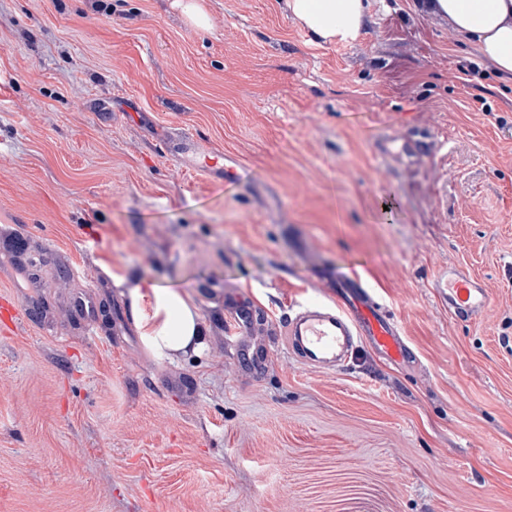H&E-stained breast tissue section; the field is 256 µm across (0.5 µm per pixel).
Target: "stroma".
<instances>
[{"label":"stroma","mask_w":512,"mask_h":512,"mask_svg":"<svg viewBox=\"0 0 512 512\" xmlns=\"http://www.w3.org/2000/svg\"><path fill=\"white\" fill-rule=\"evenodd\" d=\"M203 2L195 29L175 0H0V296L26 314L0 319V512H512V88L414 0H372L350 46ZM187 133L223 181L170 154ZM452 263L490 290L479 321L435 286ZM339 267L413 362L287 354ZM130 269L194 294L200 355L144 350ZM226 308L230 314L227 334L237 336L243 334L248 325L247 306L244 300L239 296H230L226 299Z\"/></svg>","instance_id":"1"}]
</instances>
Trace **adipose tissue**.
Wrapping results in <instances>:
<instances>
[{
  "mask_svg": "<svg viewBox=\"0 0 512 512\" xmlns=\"http://www.w3.org/2000/svg\"><path fill=\"white\" fill-rule=\"evenodd\" d=\"M311 42H355L370 17V0H279ZM420 8L447 20L503 81H512V0H422ZM130 319L157 359L200 354L209 326L193 294L160 286L131 271L123 278Z\"/></svg>",
  "mask_w": 512,
  "mask_h": 512,
  "instance_id": "adipose-tissue-1",
  "label": "adipose tissue"
}]
</instances>
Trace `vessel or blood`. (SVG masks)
Listing matches in <instances>:
<instances>
[{
    "instance_id": "b4317fda",
    "label": "vessel or blood",
    "mask_w": 512,
    "mask_h": 512,
    "mask_svg": "<svg viewBox=\"0 0 512 512\" xmlns=\"http://www.w3.org/2000/svg\"><path fill=\"white\" fill-rule=\"evenodd\" d=\"M322 279L328 289L326 298L311 299L292 309L283 325L290 354L306 366L326 371L345 366L365 345L392 362L408 359L410 348L400 326L359 277L326 271ZM440 285L447 288L448 310L458 319H477L490 305L483 281L461 268H449ZM226 308L229 335L243 333L248 325L244 300L228 297Z\"/></svg>"
}]
</instances>
